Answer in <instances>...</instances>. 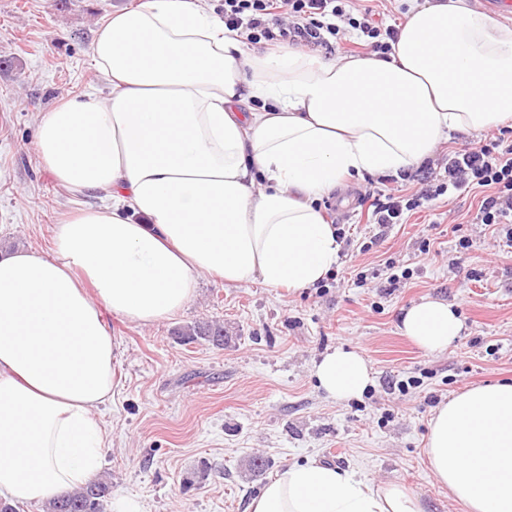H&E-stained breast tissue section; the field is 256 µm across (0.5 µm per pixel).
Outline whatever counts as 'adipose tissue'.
Returning a JSON list of instances; mask_svg holds the SVG:
<instances>
[{"mask_svg":"<svg viewBox=\"0 0 512 512\" xmlns=\"http://www.w3.org/2000/svg\"><path fill=\"white\" fill-rule=\"evenodd\" d=\"M112 85L41 117L35 148L55 181L88 197L52 253L0 255V497L38 503L99 468L95 416L112 399L109 317L164 321L199 280L307 288L341 245L315 202L349 178L395 176L451 132L512 122V29L464 0H412L390 60L325 62L294 46L245 51L205 0H139L92 43ZM448 302L407 309L401 331L447 349ZM371 368L335 349L315 366L342 401ZM429 466L465 512H512V381L463 390L430 423ZM250 512H426L405 486L296 463Z\"/></svg>","mask_w":512,"mask_h":512,"instance_id":"ef3b65f1","label":"adipose tissue"}]
</instances>
